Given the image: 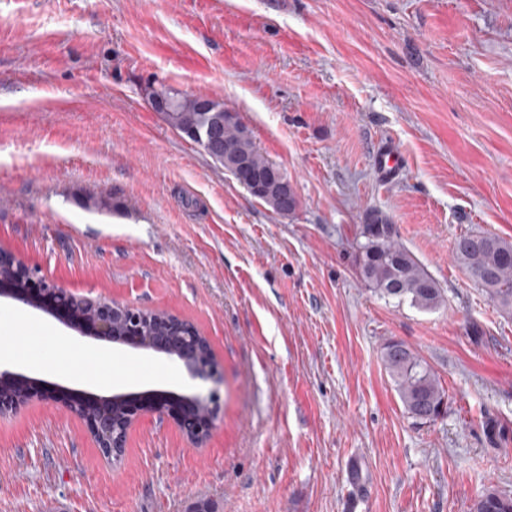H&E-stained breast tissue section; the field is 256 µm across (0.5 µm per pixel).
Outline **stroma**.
Returning <instances> with one entry per match:
<instances>
[{"instance_id":"35a3bbf8","label":"stroma","mask_w":512,"mask_h":512,"mask_svg":"<svg viewBox=\"0 0 512 512\" xmlns=\"http://www.w3.org/2000/svg\"><path fill=\"white\" fill-rule=\"evenodd\" d=\"M161 84L236 112L297 209L273 212L171 129L145 97ZM372 210L439 308L364 285L353 243ZM469 233L512 240V0H0V251L191 322L223 375L198 448L169 413L142 415L117 461L59 403L0 416V512H474L487 486L512 494V313L455 262ZM17 309L31 329L0 339L21 335L10 366L43 385L211 388L0 296ZM391 340L438 376L436 421L406 413Z\"/></svg>"}]
</instances>
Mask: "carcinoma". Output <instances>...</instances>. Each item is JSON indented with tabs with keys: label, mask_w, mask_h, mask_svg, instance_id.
<instances>
[{
	"label": "carcinoma",
	"mask_w": 512,
	"mask_h": 512,
	"mask_svg": "<svg viewBox=\"0 0 512 512\" xmlns=\"http://www.w3.org/2000/svg\"><path fill=\"white\" fill-rule=\"evenodd\" d=\"M162 117L179 133L192 124L209 122L212 113L200 110L199 98L180 95ZM219 135L221 140L235 145L238 155L253 172L264 173L274 167L238 119L220 124ZM359 237L356 259L361 280L369 288L383 298L407 301L421 310H434L441 305V288L413 252L398 241L389 217L370 212ZM453 256L491 301L501 310L512 312L511 241L492 234H465L456 240ZM166 316L162 311L140 310L135 315L121 310L112 317V330L123 336L132 331L140 336H152L163 327ZM382 360L408 415L425 422L436 420L447 397L432 368L399 341L385 344ZM474 512H512V496L490 485L475 502Z\"/></svg>",
	"instance_id": "1"
}]
</instances>
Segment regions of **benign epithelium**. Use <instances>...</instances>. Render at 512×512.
<instances>
[{"mask_svg": "<svg viewBox=\"0 0 512 512\" xmlns=\"http://www.w3.org/2000/svg\"><path fill=\"white\" fill-rule=\"evenodd\" d=\"M178 94L176 89L161 90L156 87L147 89V99L151 107L160 112L166 109L172 96ZM194 142H199L208 152L223 158L224 164L236 175L238 182L255 198L269 202L288 201L292 186L280 169H273L264 178H255L247 172L245 163L235 157L233 147L229 144L220 148L214 145V125L196 129L190 134ZM15 261L4 253H0V275L12 279L16 286L8 289V295L13 299L35 308L41 307V300L30 295L26 282L32 277L25 275L21 268L14 267ZM46 295L56 300L57 305L67 314L78 315L82 318L91 317L93 338L119 345H128L136 349L163 354L176 361L182 370L192 379L214 384L205 396L200 394L181 395L179 404L181 411L176 422L182 432L194 446H199L209 429L212 416H200L198 407L208 403L215 407L218 402L217 386L223 383L217 365L214 363L210 345L206 337L195 336L189 340H176L173 336H114L112 335V314L116 303L106 300H94L76 296L50 283H43ZM33 398H45L41 384L29 381L27 377L0 368V415L16 410L22 404ZM63 408L77 415L84 421L88 432L98 447L104 449L102 455L106 458L118 457L126 447L128 430L138 416L146 412H157L160 406L154 404L142 407L136 404L132 397L125 394L102 396L89 403L81 399L65 397L60 400ZM119 407L124 413L118 420L112 413V408Z\"/></svg>", "mask_w": 512, "mask_h": 512, "instance_id": "7a95c632", "label": "benign epithelium"}]
</instances>
